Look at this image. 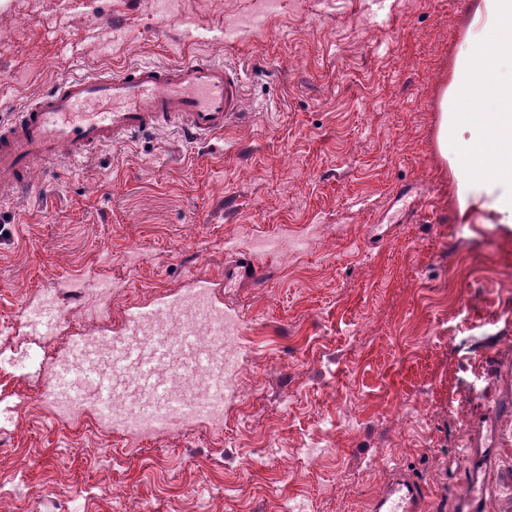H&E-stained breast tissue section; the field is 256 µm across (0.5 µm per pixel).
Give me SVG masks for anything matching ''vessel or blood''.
<instances>
[{
  "label": "vessel or blood",
  "mask_w": 512,
  "mask_h": 512,
  "mask_svg": "<svg viewBox=\"0 0 512 512\" xmlns=\"http://www.w3.org/2000/svg\"><path fill=\"white\" fill-rule=\"evenodd\" d=\"M244 95L239 73L223 64L189 59L176 65H140L120 74L70 76L28 104L10 122L0 124V198L27 187L36 162L61 154L75 160L89 151L134 135L175 128L193 139L223 133L241 112ZM257 257L242 253L224 266V285L234 288L257 281ZM180 347L189 366L208 365L189 328L180 332ZM499 451L494 421L483 413L474 427L467 454V489L458 512H484L487 473ZM429 502L417 478L393 472L369 512H440Z\"/></svg>",
  "instance_id": "obj_1"
}]
</instances>
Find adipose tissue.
Returning <instances> with one entry per match:
<instances>
[{
  "label": "adipose tissue",
  "instance_id": "1",
  "mask_svg": "<svg viewBox=\"0 0 512 512\" xmlns=\"http://www.w3.org/2000/svg\"><path fill=\"white\" fill-rule=\"evenodd\" d=\"M491 54L512 60V0H474L440 101L438 147L454 175L462 222L512 227V81L500 82L487 60ZM484 83L498 89L496 111L459 112L460 91ZM475 143L493 158L490 173L462 168L465 150Z\"/></svg>",
  "mask_w": 512,
  "mask_h": 512
}]
</instances>
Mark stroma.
Masks as SVG:
<instances>
[{
  "label": "stroma",
  "instance_id": "obj_1",
  "mask_svg": "<svg viewBox=\"0 0 512 512\" xmlns=\"http://www.w3.org/2000/svg\"><path fill=\"white\" fill-rule=\"evenodd\" d=\"M470 0H278L263 34L225 39L252 0H0V121L69 74L198 57L240 70L222 137L159 130L39 164L0 199V512H367L404 470L463 490L469 423L503 407L485 512H512V228L463 224L439 153L440 101ZM300 239L224 290L226 239ZM119 280L101 329L196 280L239 310L248 380L212 439L117 437L46 415L56 350L97 301L39 313L62 278Z\"/></svg>",
  "mask_w": 512,
  "mask_h": 512
}]
</instances>
